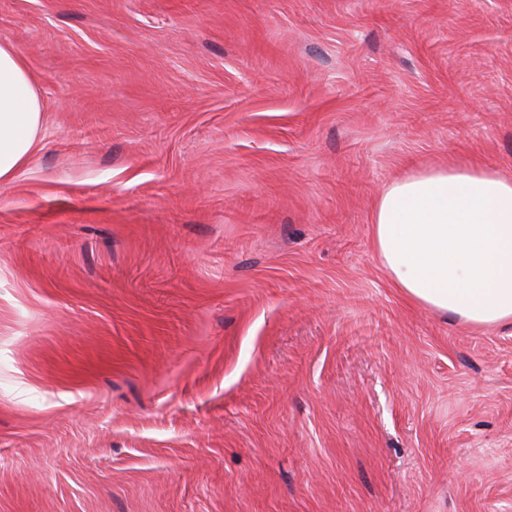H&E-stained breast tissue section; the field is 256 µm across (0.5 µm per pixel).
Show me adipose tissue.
I'll list each match as a JSON object with an SVG mask.
<instances>
[{"label": "adipose tissue", "instance_id": "ef3b65f1", "mask_svg": "<svg viewBox=\"0 0 512 512\" xmlns=\"http://www.w3.org/2000/svg\"><path fill=\"white\" fill-rule=\"evenodd\" d=\"M42 120L34 77L0 42V183L31 156ZM371 224L409 301L474 327L512 324V179L464 162L418 169L385 186Z\"/></svg>", "mask_w": 512, "mask_h": 512}]
</instances>
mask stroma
<instances>
[{"mask_svg": "<svg viewBox=\"0 0 512 512\" xmlns=\"http://www.w3.org/2000/svg\"><path fill=\"white\" fill-rule=\"evenodd\" d=\"M0 512H512V325L407 300L382 189L512 178V0H0ZM42 120L34 77L22 56L0 42V183L31 156Z\"/></svg>", "mask_w": 512, "mask_h": 512, "instance_id": "35a3bbf8", "label": "stroma"}]
</instances>
